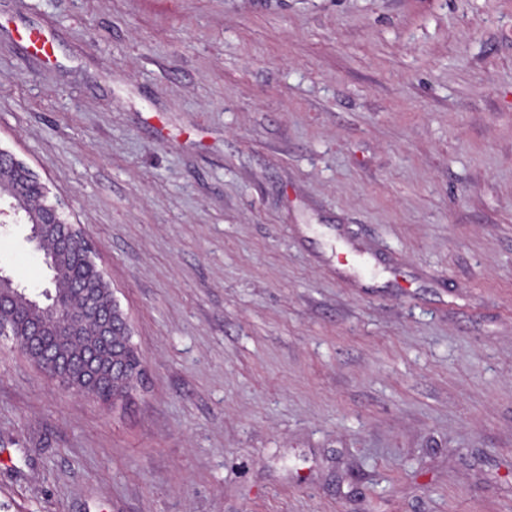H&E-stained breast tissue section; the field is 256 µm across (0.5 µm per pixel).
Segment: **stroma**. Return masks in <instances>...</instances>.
<instances>
[{
	"label": "stroma",
	"instance_id": "obj_1",
	"mask_svg": "<svg viewBox=\"0 0 512 512\" xmlns=\"http://www.w3.org/2000/svg\"><path fill=\"white\" fill-rule=\"evenodd\" d=\"M0 149L145 366L0 339V512H512V0H0Z\"/></svg>",
	"mask_w": 512,
	"mask_h": 512
}]
</instances>
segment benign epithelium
Returning a JSON list of instances; mask_svg holds the SVG:
<instances>
[{
    "label": "benign epithelium",
    "mask_w": 512,
    "mask_h": 512,
    "mask_svg": "<svg viewBox=\"0 0 512 512\" xmlns=\"http://www.w3.org/2000/svg\"><path fill=\"white\" fill-rule=\"evenodd\" d=\"M0 158L7 160L0 165V181L15 185L9 198L0 197V233L22 232L28 249L39 255L51 272L49 282L37 291L0 266V336L10 337L19 355L73 395L94 394L102 382H115L124 392L132 390L142 365L132 367L127 362L132 325L114 299L98 251L79 225L63 217L59 204L50 200L48 188L23 162L3 149ZM76 252L83 254L84 263L96 273L93 283L81 285L58 272L60 261ZM46 315L60 321L70 336L69 345L53 347L43 340L47 335ZM118 321L126 342L115 355L103 358L99 347L114 340L113 328ZM76 355L83 363L79 381L69 370Z\"/></svg>",
    "instance_id": "benign-epithelium-1"
}]
</instances>
